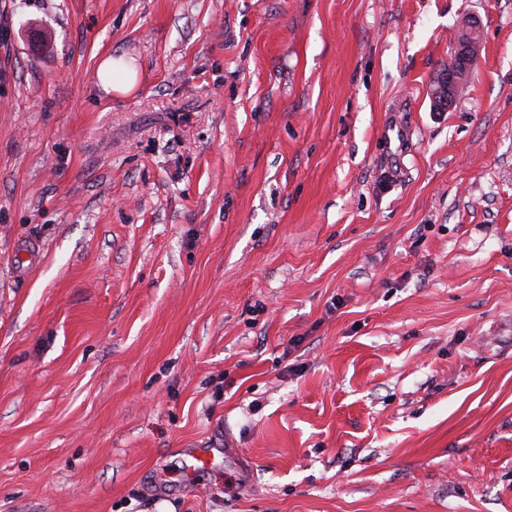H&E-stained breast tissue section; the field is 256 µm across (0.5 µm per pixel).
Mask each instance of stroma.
<instances>
[{"label":"stroma","instance_id":"1","mask_svg":"<svg viewBox=\"0 0 512 512\" xmlns=\"http://www.w3.org/2000/svg\"><path fill=\"white\" fill-rule=\"evenodd\" d=\"M0 512H512V0H0ZM468 15L470 23L462 30L465 38L455 42L453 66L440 77L439 84L432 90L434 105L442 111L453 106L457 86L468 75L480 56L475 40L480 35L479 24L472 15ZM98 78L106 92L126 95L135 88L138 76L137 71L121 59L107 58L99 65Z\"/></svg>","mask_w":512,"mask_h":512}]
</instances>
